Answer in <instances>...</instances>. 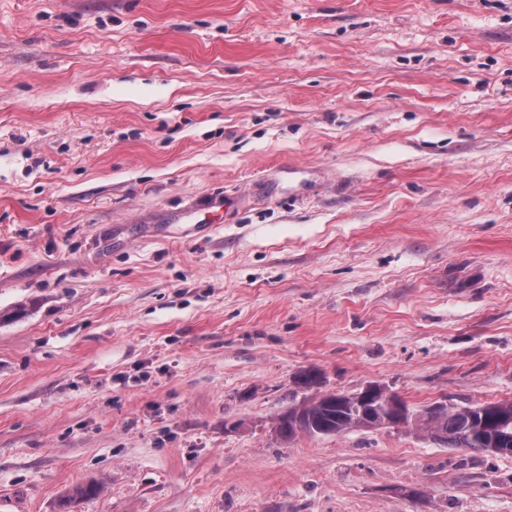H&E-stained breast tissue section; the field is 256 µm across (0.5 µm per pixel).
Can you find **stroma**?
<instances>
[{
  "label": "stroma",
  "mask_w": 512,
  "mask_h": 512,
  "mask_svg": "<svg viewBox=\"0 0 512 512\" xmlns=\"http://www.w3.org/2000/svg\"><path fill=\"white\" fill-rule=\"evenodd\" d=\"M309 368L512 401V0H0V512H512ZM308 400L300 422L288 419L289 412L277 418L274 430L281 440H291L298 434L332 436L355 428L369 429L370 422L389 415L383 404L364 402L354 394L324 393Z\"/></svg>",
  "instance_id": "stroma-1"
}]
</instances>
